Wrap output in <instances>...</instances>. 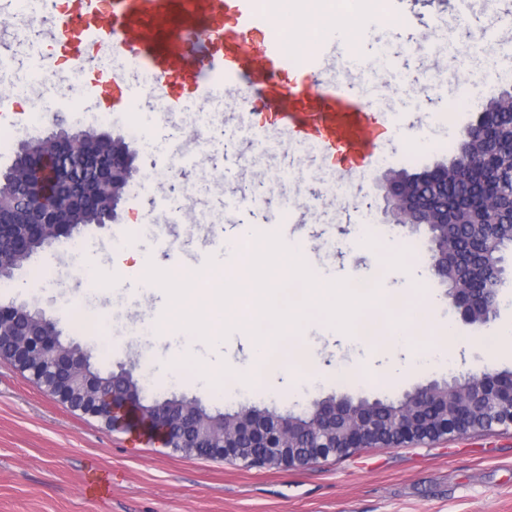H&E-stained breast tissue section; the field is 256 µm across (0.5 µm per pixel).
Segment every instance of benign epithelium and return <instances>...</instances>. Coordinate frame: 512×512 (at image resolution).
<instances>
[{
  "label": "benign epithelium",
  "instance_id": "benign-epithelium-1",
  "mask_svg": "<svg viewBox=\"0 0 512 512\" xmlns=\"http://www.w3.org/2000/svg\"><path fill=\"white\" fill-rule=\"evenodd\" d=\"M108 140L109 134L103 133L87 142L84 156L88 164L102 157L106 159L100 175L103 184H112L108 207L96 210L88 200L79 208L74 197L67 204L55 201L45 181L62 189L74 180L67 164L72 143L62 138L56 140L53 152L43 156L33 151L35 142L19 144L12 164L0 171V202L36 214L37 221L29 226V233L45 236L52 243L80 233L93 209L95 224L104 226L114 222L124 187L137 176L138 168L131 153L107 152ZM474 141L481 144L482 159L497 160L502 156L497 132L483 111L465 130L458 153L450 164L471 161L469 147ZM446 171L448 166L437 164L414 175L388 173L381 184L386 203L384 213L395 224H408L416 229L426 227L433 274L446 288V295L460 319L469 324L472 313L478 309L487 312L490 319L496 315L497 294L494 288L464 289L448 280V266L455 265L458 257L448 254V247L439 243V227L448 223V195L437 196L436 179ZM23 248V238L0 233L1 273L15 269L9 258ZM507 274L503 254L488 261L490 282L499 283ZM22 310L21 305L0 304V347L10 346L16 355L52 378L50 383L40 382L46 395L66 404L79 401L90 415L108 418L115 425L122 414L142 413L143 423L162 433L168 445L196 454L208 455L220 449L224 458L251 466L298 468L356 448L397 447L462 434L470 430L474 414L492 424L512 425V371L499 372L491 379L481 375L435 381L405 393L390 412L380 415L348 398L334 397L313 403L311 413L301 419L264 409H242L224 415L219 427L191 402L178 410L165 401L156 402L145 413L141 388L130 380L128 371L112 375L110 385L84 377L87 353L75 344H63L55 322L40 311L33 316L34 322L41 326L39 337L36 343H29L28 333L14 326Z\"/></svg>",
  "mask_w": 512,
  "mask_h": 512
}]
</instances>
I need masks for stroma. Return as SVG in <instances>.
I'll list each match as a JSON object with an SVG mask.
<instances>
[{"mask_svg":"<svg viewBox=\"0 0 512 512\" xmlns=\"http://www.w3.org/2000/svg\"><path fill=\"white\" fill-rule=\"evenodd\" d=\"M29 18L18 0H0V19L15 26L10 52L30 62L25 78L51 83L70 74L74 62L60 47L25 38ZM352 26L359 34L353 51L337 55L324 76L363 87L390 124L363 174L316 160L297 142L255 140L242 126H180L186 112L198 109L258 111L246 89L217 85L205 103L184 94L164 113L148 110L154 92L147 83L130 109L113 112L104 106L111 73L87 72L89 96L60 100L59 112L71 121L92 107L96 130L115 137L135 127L129 144L140 173L169 168L175 178L151 185L149 194L126 195L115 224L86 226L34 255L0 288V304L42 311L63 341L88 352L93 368L130 371L146 402L176 395L214 415L250 407L301 414L334 396L394 401L433 381L512 369V345L499 339L512 329V274L499 289L494 320L462 323L444 287L427 276L426 229L389 223L379 188L389 170L416 173L450 161L491 90L512 86V77L483 64L486 42L512 46V0H367ZM52 130L51 115L32 98L0 93V170L11 165L21 141ZM202 207L223 211V223H193ZM243 224L305 239L304 262L326 280L377 278L373 308L381 325L394 320L384 309L393 293L430 303L409 339L427 359L397 361L392 383L377 385L373 371L396 361L394 353L368 350L353 334L333 340L332 326L316 317L300 334L324 380L292 394L282 392L286 376L278 371L252 391L228 376L202 382L181 356L207 367L243 363L241 324L255 299L232 307L238 327L222 342L206 340L165 321L168 297L142 280L137 262L150 258L166 271L205 269L252 287L243 259L225 244L226 234ZM0 512H512V426L361 448L300 469L262 468L185 457L140 425L105 430L0 362Z\"/></svg>","mask_w":512,"mask_h":512,"instance_id":"obj_1","label":"stroma"}]
</instances>
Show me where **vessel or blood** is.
<instances>
[{"label":"vessel or blood","instance_id":"b4317fda","mask_svg":"<svg viewBox=\"0 0 512 512\" xmlns=\"http://www.w3.org/2000/svg\"><path fill=\"white\" fill-rule=\"evenodd\" d=\"M347 31L326 26L294 77L283 29L258 0H65L49 38L73 60L120 56L135 75L186 85L200 99L218 78L244 85L271 117L258 135L284 136L364 170L386 137V122L363 94L318 76L324 58L347 46Z\"/></svg>","mask_w":512,"mask_h":512}]
</instances>
